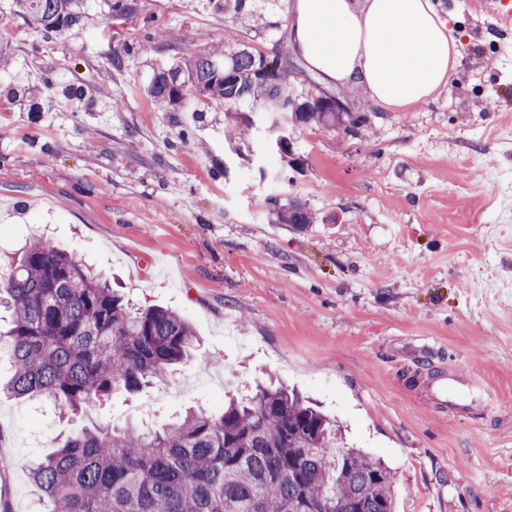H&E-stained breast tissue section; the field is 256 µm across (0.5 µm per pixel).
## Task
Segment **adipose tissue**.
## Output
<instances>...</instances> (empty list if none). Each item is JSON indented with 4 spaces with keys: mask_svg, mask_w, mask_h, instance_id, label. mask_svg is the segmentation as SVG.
<instances>
[{
    "mask_svg": "<svg viewBox=\"0 0 512 512\" xmlns=\"http://www.w3.org/2000/svg\"><path fill=\"white\" fill-rule=\"evenodd\" d=\"M287 20L310 70L392 112L434 100L462 67V33L436 0H288Z\"/></svg>",
    "mask_w": 512,
    "mask_h": 512,
    "instance_id": "ef3b65f1",
    "label": "adipose tissue"
}]
</instances>
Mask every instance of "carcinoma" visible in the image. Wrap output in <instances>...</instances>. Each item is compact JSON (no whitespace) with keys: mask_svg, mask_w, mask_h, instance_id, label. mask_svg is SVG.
<instances>
[{"mask_svg":"<svg viewBox=\"0 0 512 512\" xmlns=\"http://www.w3.org/2000/svg\"><path fill=\"white\" fill-rule=\"evenodd\" d=\"M243 17L248 0H215ZM16 7L47 32L83 26L78 0H16ZM113 19L136 9L133 0H109ZM224 40L239 48L210 47L154 72L148 90L175 112L187 103L248 104L279 118L283 128L343 122L323 98L297 101L287 76L265 75L288 62L287 47L269 55L231 27ZM281 224L303 227L314 217L306 204L277 206ZM11 315L10 397L41 395L79 412L119 391L137 392L171 368L197 361L198 339L176 311L133 308L77 255L40 236L0 263V305ZM49 512H397V470L381 457L349 445L340 426L295 390L256 385L231 396L215 413L189 409L158 431L134 426L84 427L30 468Z\"/></svg>","mask_w":512,"mask_h":512,"instance_id":"1","label":"carcinoma"}]
</instances>
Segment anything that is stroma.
<instances>
[{
	"instance_id": "stroma-1",
	"label": "stroma",
	"mask_w": 512,
	"mask_h": 512,
	"mask_svg": "<svg viewBox=\"0 0 512 512\" xmlns=\"http://www.w3.org/2000/svg\"><path fill=\"white\" fill-rule=\"evenodd\" d=\"M440 4L463 66L437 100L391 112L357 94V125L297 129L284 155L249 106L170 112L146 88L148 62L232 25L272 52L283 0L236 21L213 0H137L116 21L81 0L82 30L61 35L0 0V85L86 89L0 107V254L40 229L134 305L178 312L205 357L82 417L0 398V512H34L29 461L86 419L159 426L269 379L396 468L398 512H512V0ZM274 196L313 224L278 223ZM453 371L481 384L462 414L434 388Z\"/></svg>"
}]
</instances>
